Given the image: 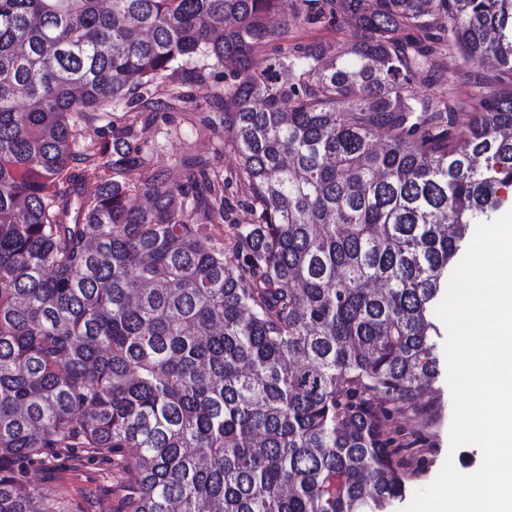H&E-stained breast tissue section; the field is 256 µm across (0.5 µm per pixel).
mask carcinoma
Instances as JSON below:
<instances>
[{
  "label": "carcinoma",
  "instance_id": "carcinoma-1",
  "mask_svg": "<svg viewBox=\"0 0 512 512\" xmlns=\"http://www.w3.org/2000/svg\"><path fill=\"white\" fill-rule=\"evenodd\" d=\"M281 2L0 0V512H62L32 473L77 454L123 458L125 512L403 496L374 402L432 392L454 259L512 182V0H295L348 33L308 43ZM454 57L465 122L419 90ZM190 61L229 70L204 126L252 219L227 238L224 171L169 182L139 125Z\"/></svg>",
  "mask_w": 512,
  "mask_h": 512
}]
</instances>
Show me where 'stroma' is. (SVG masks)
Returning a JSON list of instances; mask_svg holds the SVG:
<instances>
[{
	"instance_id": "obj_1",
	"label": "stroma",
	"mask_w": 512,
	"mask_h": 512,
	"mask_svg": "<svg viewBox=\"0 0 512 512\" xmlns=\"http://www.w3.org/2000/svg\"><path fill=\"white\" fill-rule=\"evenodd\" d=\"M223 69L207 71L203 83L190 86V103L158 113L151 119L147 137L161 155L169 180H179L180 161L201 157L222 167L226 176L224 201L231 219L245 224L250 215L245 197L232 174L237 160L230 151H219L216 139L203 129L211 92L223 84ZM423 414L401 412L391 426L398 432L394 446L395 460L405 474L408 492L426 487L437 477L445 461H452L461 473L471 474L481 464V452L473 445L451 449L449 428L453 413L451 392L446 377H439L435 391L424 397ZM56 493L63 512H122L128 476L117 460L83 457L61 458L34 477Z\"/></svg>"
}]
</instances>
